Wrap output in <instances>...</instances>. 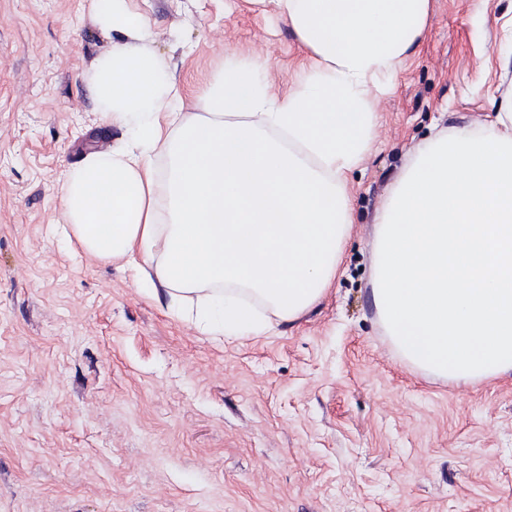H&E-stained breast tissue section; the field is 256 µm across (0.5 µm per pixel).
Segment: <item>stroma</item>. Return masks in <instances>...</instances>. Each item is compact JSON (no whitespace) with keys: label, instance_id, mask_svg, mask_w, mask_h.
I'll list each match as a JSON object with an SVG mask.
<instances>
[{"label":"stroma","instance_id":"35a3bbf8","mask_svg":"<svg viewBox=\"0 0 512 512\" xmlns=\"http://www.w3.org/2000/svg\"><path fill=\"white\" fill-rule=\"evenodd\" d=\"M89 0H0V512H512V373L401 360L373 297L377 216L433 132L512 103V0H430L348 173L351 231L318 303L228 338L125 260L56 235L63 170L116 146L89 90ZM185 113L227 60L286 92L305 58L248 0H132Z\"/></svg>","mask_w":512,"mask_h":512}]
</instances>
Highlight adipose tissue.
Returning a JSON list of instances; mask_svg holds the SVG:
<instances>
[{"instance_id": "obj_1", "label": "adipose tissue", "mask_w": 512, "mask_h": 512, "mask_svg": "<svg viewBox=\"0 0 512 512\" xmlns=\"http://www.w3.org/2000/svg\"><path fill=\"white\" fill-rule=\"evenodd\" d=\"M251 2L288 19L310 65L278 93L257 66L228 62L187 117L175 74L145 50L146 18L129 0H92L113 39L90 92L106 122L134 132L60 178L65 232L97 259L153 268L213 336L265 329L223 284L292 318L335 277L350 229L346 174L369 147L377 91L418 46L430 10V0Z\"/></svg>"}]
</instances>
